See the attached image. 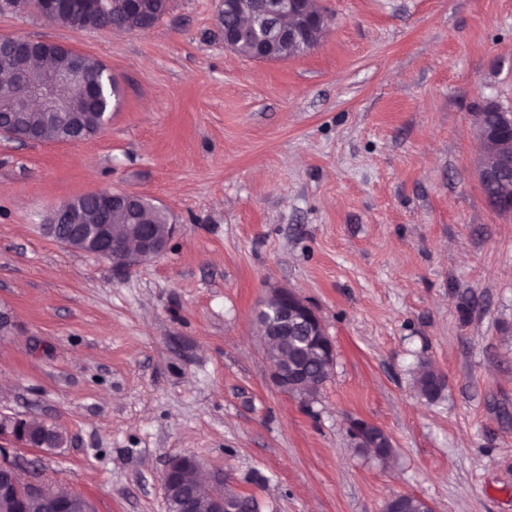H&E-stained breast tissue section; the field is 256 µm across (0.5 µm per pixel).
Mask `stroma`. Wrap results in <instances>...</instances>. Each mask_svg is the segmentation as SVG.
Listing matches in <instances>:
<instances>
[{"mask_svg":"<svg viewBox=\"0 0 512 512\" xmlns=\"http://www.w3.org/2000/svg\"><path fill=\"white\" fill-rule=\"evenodd\" d=\"M320 42L280 61L226 49L217 0H168L150 31L73 32L0 12V36L102 62L111 123L74 144L0 136V414L61 447L10 448L22 478L96 512H168L172 455L258 512H512V212L489 208L473 117L512 110V0H317ZM138 193L177 231L124 272L45 231L62 203ZM288 288L334 368L280 391L255 311ZM446 379L435 401L420 366ZM392 438L382 462L350 420ZM347 436L353 448H361L373 453L376 448H390L393 451V443L389 434L378 426L362 419H354L350 422ZM378 444H380V447H378Z\"/></svg>","mask_w":512,"mask_h":512,"instance_id":"1","label":"stroma"}]
</instances>
